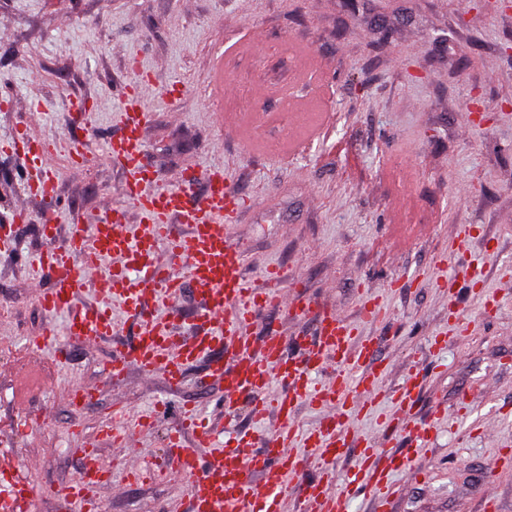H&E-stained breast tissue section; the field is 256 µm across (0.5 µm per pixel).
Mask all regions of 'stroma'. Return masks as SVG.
Returning a JSON list of instances; mask_svg holds the SVG:
<instances>
[{"mask_svg":"<svg viewBox=\"0 0 512 512\" xmlns=\"http://www.w3.org/2000/svg\"><path fill=\"white\" fill-rule=\"evenodd\" d=\"M137 82L155 186L222 167L240 201L224 232L244 251L245 277L310 304L301 315L262 309L248 335H279L295 357L336 309L377 338L380 395L349 424L352 438L379 436L382 455L411 459L385 512H486L490 494L495 512H512V0H0V219L28 213L15 251L0 252V352L19 357L0 364V456L31 460L34 512H76L43 489L77 478L85 448L111 468L110 482L87 488L94 512H191L186 482L164 475L169 434L195 441L177 428L182 407L221 433L280 425L217 413L224 384L207 356L175 388L135 367L110 377L136 320L116 311L112 335L89 347L35 300L51 285L28 265L47 246V211L23 193L10 143L26 129L88 142L84 163L45 159L67 240L105 202H125L126 175L104 147ZM452 224L470 237L449 239ZM368 300L385 318L363 317ZM48 332L51 344L37 345ZM411 372L413 423L437 424L419 449L391 400ZM80 386L94 397L76 409L66 392ZM116 408L132 424L155 416L135 454L100 433ZM134 467L159 476L131 483Z\"/></svg>","mask_w":512,"mask_h":512,"instance_id":"1","label":"stroma"}]
</instances>
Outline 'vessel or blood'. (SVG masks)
Returning <instances> with one entry per match:
<instances>
[{"mask_svg":"<svg viewBox=\"0 0 512 512\" xmlns=\"http://www.w3.org/2000/svg\"><path fill=\"white\" fill-rule=\"evenodd\" d=\"M149 115L139 90H132L119 114L121 134L105 147L106 159L127 174L125 205L106 206L92 224L75 229L62 245L57 242L55 215L46 218L42 234L49 246L34 258L33 265L37 272L49 274L52 284L40 290L39 304L48 314L65 315L67 335L96 343L112 333L111 305L90 311L78 306L75 297L88 279L106 274L113 303L141 324L135 343L107 362L108 375L120 377L134 365L148 375L163 372L171 383L179 384L185 366L209 355L213 358L211 376L224 383L225 411L247 399L254 415L270 410L278 415L280 426L259 448L249 432L221 439L197 410L181 411L180 427L193 430L197 441L185 445L175 432L169 438V450L174 474L187 483L191 512H282L288 483L302 474L310 452L323 459L326 469L320 479L300 482L295 495L301 512L314 506L320 512H347L351 496L363 490L371 493L381 510L393 473L407 469L408 457L393 455L386 464H378L377 443L370 437L347 481H339L333 469L348 444L349 416L370 410L379 394L378 381L366 367L376 351L374 338L356 337L354 329L333 312L323 313L315 335L302 340L306 353L302 359L285 356L281 337L271 335L256 342L247 336L246 327L260 308L298 312L303 304L259 292L244 278V254L224 235V223L234 212L225 203L222 169L189 170L173 187L144 192V185L151 181L142 137ZM19 149L36 171L28 192L54 207L56 176L44 163L42 138L24 133ZM201 183L206 190L199 199L195 189ZM129 206L141 216L133 229L123 222ZM176 222L188 225V232L173 233ZM163 245L168 248L164 256L159 253ZM115 255L120 256V265L104 269V262ZM190 286L202 293L203 300L192 318L193 331L177 336L171 327L179 316L170 307ZM326 365L335 367V380L329 386H316L312 372ZM274 373L284 384L276 393L269 390ZM301 402H326L331 411L319 426L305 433L304 447L298 450L293 446L292 413ZM204 447L211 450L206 461L200 456ZM258 474L267 477L261 492L251 486L252 477ZM108 476L107 466L89 448L78 477L57 484L56 489L78 512H86L85 489ZM17 502L24 512H30L29 491L16 481L0 494V505L9 510Z\"/></svg>","mask_w":512,"mask_h":512,"instance_id":"b4317fda","label":"vessel or blood"}]
</instances>
